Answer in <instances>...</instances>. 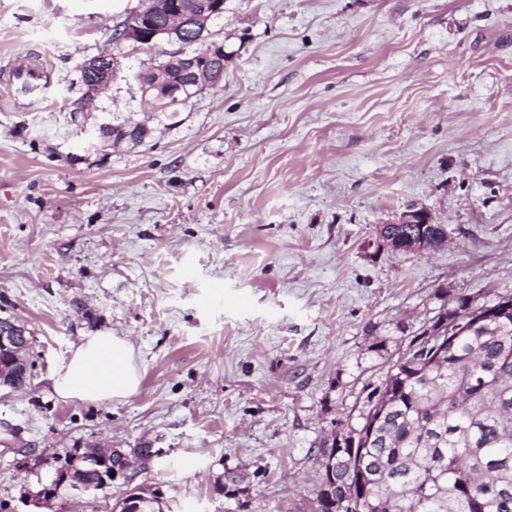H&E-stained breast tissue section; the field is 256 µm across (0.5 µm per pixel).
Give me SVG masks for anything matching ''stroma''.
<instances>
[{
    "label": "stroma",
    "mask_w": 512,
    "mask_h": 512,
    "mask_svg": "<svg viewBox=\"0 0 512 512\" xmlns=\"http://www.w3.org/2000/svg\"><path fill=\"white\" fill-rule=\"evenodd\" d=\"M143 0H0V318L31 377L0 395V512L85 448H162L135 481L171 512H315L326 438L463 294H512V0H224V81L173 120L136 79L166 53L111 40ZM118 61L72 114L83 62ZM38 54V102L9 77ZM144 143L92 152L104 123ZM432 254L367 249L408 208ZM134 347L128 398L61 400L83 336Z\"/></svg>",
    "instance_id": "1"
}]
</instances>
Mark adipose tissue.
<instances>
[{
  "mask_svg": "<svg viewBox=\"0 0 512 512\" xmlns=\"http://www.w3.org/2000/svg\"><path fill=\"white\" fill-rule=\"evenodd\" d=\"M139 384L131 343L109 332L83 337L52 376L53 391L60 399L87 403L129 397Z\"/></svg>",
  "mask_w": 512,
  "mask_h": 512,
  "instance_id": "1",
  "label": "adipose tissue"
}]
</instances>
